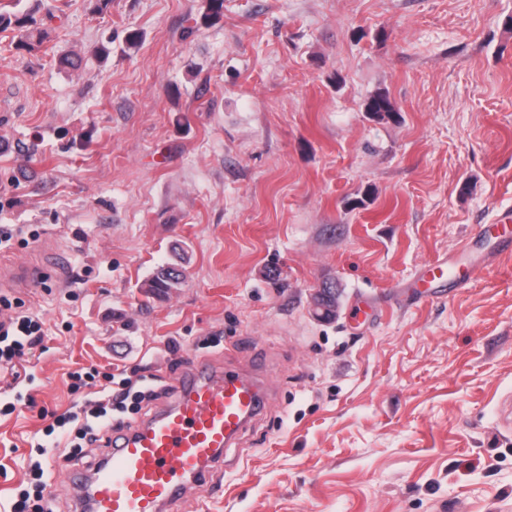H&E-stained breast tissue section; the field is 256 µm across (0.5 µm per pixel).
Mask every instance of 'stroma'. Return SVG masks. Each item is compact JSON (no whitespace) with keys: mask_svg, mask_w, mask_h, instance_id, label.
<instances>
[{"mask_svg":"<svg viewBox=\"0 0 512 512\" xmlns=\"http://www.w3.org/2000/svg\"><path fill=\"white\" fill-rule=\"evenodd\" d=\"M204 7L15 0L48 37L0 31V261L47 269L7 293L45 338L27 382L0 368V399L36 402L0 415V512L38 461L72 512L69 473L98 457L40 461L41 409L128 378L156 411L202 361L261 363L268 402L169 512H512V0ZM379 90L398 120L366 115ZM166 264L181 285L148 296Z\"/></svg>","mask_w":512,"mask_h":512,"instance_id":"obj_1","label":"stroma"}]
</instances>
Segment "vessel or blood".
Returning <instances> with one entry per match:
<instances>
[{
  "instance_id": "obj_1",
  "label": "vessel or blood",
  "mask_w": 512,
  "mask_h": 512,
  "mask_svg": "<svg viewBox=\"0 0 512 512\" xmlns=\"http://www.w3.org/2000/svg\"><path fill=\"white\" fill-rule=\"evenodd\" d=\"M41 267L0 266V286H26ZM265 405L252 372L198 363L178 381L175 402L133 429L112 428L93 466L73 479L85 512H166L188 484H210L232 447Z\"/></svg>"
}]
</instances>
